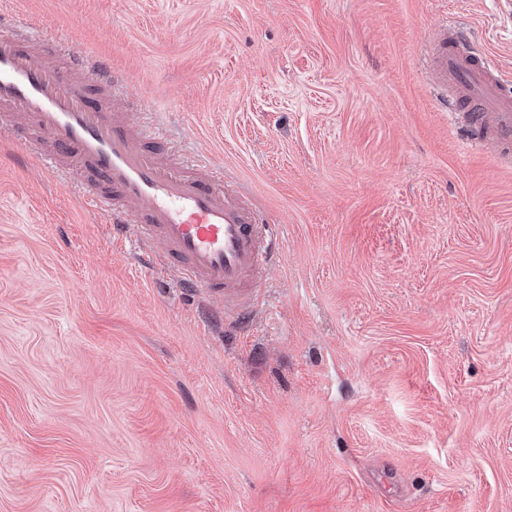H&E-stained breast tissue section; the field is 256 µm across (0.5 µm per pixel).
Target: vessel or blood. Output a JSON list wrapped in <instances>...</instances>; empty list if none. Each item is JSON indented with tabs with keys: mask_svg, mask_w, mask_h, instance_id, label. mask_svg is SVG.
<instances>
[{
	"mask_svg": "<svg viewBox=\"0 0 512 512\" xmlns=\"http://www.w3.org/2000/svg\"><path fill=\"white\" fill-rule=\"evenodd\" d=\"M458 26L441 24L427 67L441 111L499 141L512 140V88L499 67L476 55ZM0 103L39 132L27 148L76 189L77 199L113 226L137 227L147 263L178 272L183 287L241 315L277 250L275 225L251 200L225 189L206 161L188 159L152 114L130 124L139 101L105 59L34 29L18 28L0 5Z\"/></svg>",
	"mask_w": 512,
	"mask_h": 512,
	"instance_id": "vessel-or-blood-1",
	"label": "vessel or blood"
}]
</instances>
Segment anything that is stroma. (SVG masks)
<instances>
[{
    "mask_svg": "<svg viewBox=\"0 0 512 512\" xmlns=\"http://www.w3.org/2000/svg\"><path fill=\"white\" fill-rule=\"evenodd\" d=\"M268 223L225 316L0 136V512H512V162L424 67L497 0H13Z\"/></svg>",
    "mask_w": 512,
    "mask_h": 512,
    "instance_id": "stroma-1",
    "label": "stroma"
}]
</instances>
